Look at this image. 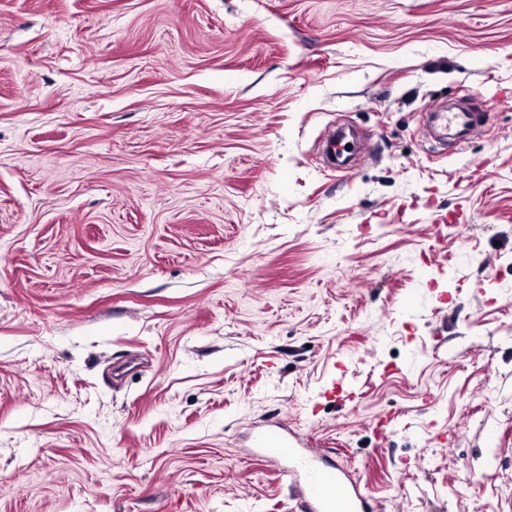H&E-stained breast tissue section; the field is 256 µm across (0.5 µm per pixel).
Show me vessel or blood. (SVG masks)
<instances>
[{
  "label": "vessel or blood",
  "mask_w": 512,
  "mask_h": 512,
  "mask_svg": "<svg viewBox=\"0 0 512 512\" xmlns=\"http://www.w3.org/2000/svg\"><path fill=\"white\" fill-rule=\"evenodd\" d=\"M257 445L285 461L289 479H300L299 512H369L368 497L359 485L339 468L318 464L302 441L271 430L259 435Z\"/></svg>",
  "instance_id": "1"
}]
</instances>
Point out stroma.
Segmentation results:
<instances>
[{"instance_id": "35a3bbf8", "label": "stroma", "mask_w": 512, "mask_h": 512, "mask_svg": "<svg viewBox=\"0 0 512 512\" xmlns=\"http://www.w3.org/2000/svg\"><path fill=\"white\" fill-rule=\"evenodd\" d=\"M270 425L512 504V0H0V512H297Z\"/></svg>"}]
</instances>
